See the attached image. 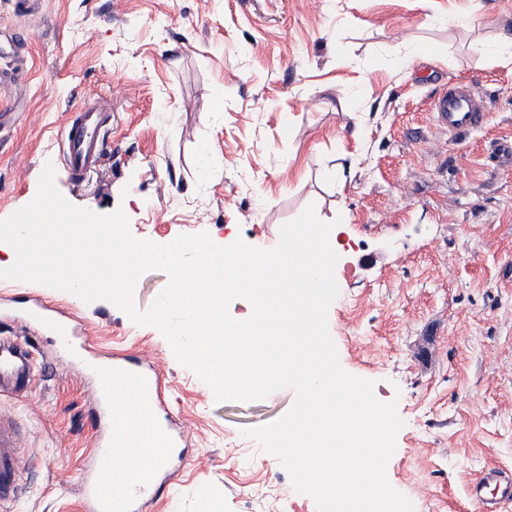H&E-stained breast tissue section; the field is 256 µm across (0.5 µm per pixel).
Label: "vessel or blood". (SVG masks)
Returning <instances> with one entry per match:
<instances>
[{"mask_svg":"<svg viewBox=\"0 0 512 512\" xmlns=\"http://www.w3.org/2000/svg\"><path fill=\"white\" fill-rule=\"evenodd\" d=\"M437 125L462 136L483 128L490 106L472 85L444 86L430 104ZM110 114L94 106L81 107L64 129L60 151L74 176L94 171L104 154ZM31 317L55 346H82L81 329L72 319L56 316L44 304ZM110 386L99 387L92 426L99 446L82 470L79 486L87 512H143L154 488L174 477L171 449L185 441L172 427L161 398V376L150 364L115 358L104 364ZM32 352L8 336H0V395L21 396L35 377ZM14 421L0 417V512H11L17 499L23 460ZM468 499L475 512H503L512 505V470L489 467L470 485Z\"/></svg>","mask_w":512,"mask_h":512,"instance_id":"1","label":"vessel or blood"}]
</instances>
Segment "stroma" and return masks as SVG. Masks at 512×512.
I'll return each mask as SVG.
<instances>
[{"label":"stroma","instance_id":"obj_1","mask_svg":"<svg viewBox=\"0 0 512 512\" xmlns=\"http://www.w3.org/2000/svg\"><path fill=\"white\" fill-rule=\"evenodd\" d=\"M512 0H0V220L34 200L45 168L74 207L123 210L157 244L208 233L267 251L305 208L338 222L328 329L342 370L396 403L384 476L414 512H472L467 487L512 469ZM475 84L487 126L455 139L429 112L447 82ZM112 114L100 167L76 178L57 135L82 103ZM43 298L85 327L66 367L18 312ZM0 335L37 357L15 418L26 462L14 512H83L96 446L93 366L154 357L190 432L178 480L148 512H318L256 429L295 392L217 401L167 339L114 303L0 280Z\"/></svg>","mask_w":512,"mask_h":512}]
</instances>
